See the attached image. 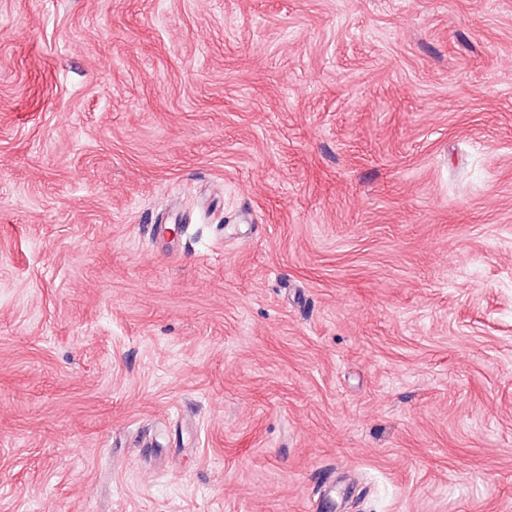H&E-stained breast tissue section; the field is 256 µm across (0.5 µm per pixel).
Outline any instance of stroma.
Masks as SVG:
<instances>
[{
	"mask_svg": "<svg viewBox=\"0 0 512 512\" xmlns=\"http://www.w3.org/2000/svg\"><path fill=\"white\" fill-rule=\"evenodd\" d=\"M325 477L512 512V0H0V512Z\"/></svg>",
	"mask_w": 512,
	"mask_h": 512,
	"instance_id": "stroma-1",
	"label": "stroma"
}]
</instances>
